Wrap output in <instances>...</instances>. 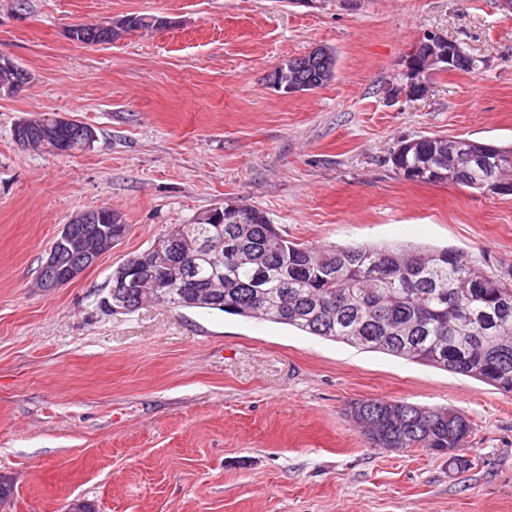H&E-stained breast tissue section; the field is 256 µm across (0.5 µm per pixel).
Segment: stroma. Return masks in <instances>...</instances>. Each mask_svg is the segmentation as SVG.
I'll list each match as a JSON object with an SVG mask.
<instances>
[{
    "instance_id": "35a3bbf8",
    "label": "stroma",
    "mask_w": 512,
    "mask_h": 512,
    "mask_svg": "<svg viewBox=\"0 0 512 512\" xmlns=\"http://www.w3.org/2000/svg\"><path fill=\"white\" fill-rule=\"evenodd\" d=\"M24 10H17V3ZM131 13L167 28L68 37ZM429 33L484 59L389 100ZM322 47L334 77L286 94L265 77ZM0 54L32 76L0 95V512H512V394L475 379L217 310L105 307L113 272L231 199L309 245L452 247L512 278V195L404 180L401 140L512 143V12L497 0H0ZM95 128L72 155L17 144L19 119ZM128 234L78 279L35 280L78 212ZM467 417L462 472L370 445L358 399Z\"/></svg>"
}]
</instances>
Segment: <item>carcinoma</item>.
Returning <instances> with one entry per match:
<instances>
[{"label":"carcinoma","instance_id":"1","mask_svg":"<svg viewBox=\"0 0 512 512\" xmlns=\"http://www.w3.org/2000/svg\"><path fill=\"white\" fill-rule=\"evenodd\" d=\"M119 30L89 23L75 40L100 45L141 29H159L150 15L129 14ZM425 36L409 57L418 70L407 75L412 97L425 84L422 65L433 49ZM336 59L308 54L281 67L311 91L334 75ZM34 147L56 154L59 141L40 134L55 115L31 119ZM391 163L404 179L452 183L497 195L495 177L512 172V147L467 137L420 136L393 151ZM110 208L93 209L94 224H72L55 244V273L90 267L88 250L111 225ZM175 248L158 261L157 303L219 310L244 318L294 327L361 350L382 352L453 374L484 381L512 393V281L485 272L468 254L453 249L403 245L324 247L284 238L266 214L239 204L224 223L199 219L178 224ZM213 249H202L204 243ZM348 416L382 448H424L448 456L456 471L469 459L460 449L472 433L469 421L451 407H421L406 401L358 400Z\"/></svg>","mask_w":512,"mask_h":512}]
</instances>
